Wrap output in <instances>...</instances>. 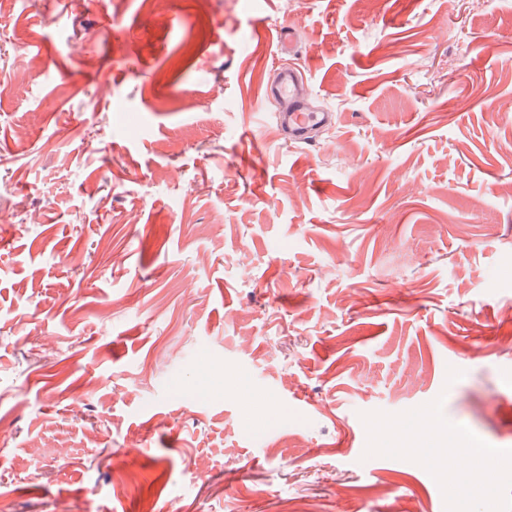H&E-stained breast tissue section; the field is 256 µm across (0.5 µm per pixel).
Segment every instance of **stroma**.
Returning <instances> with one entry per match:
<instances>
[{"label": "stroma", "instance_id": "35a3bbf8", "mask_svg": "<svg viewBox=\"0 0 512 512\" xmlns=\"http://www.w3.org/2000/svg\"><path fill=\"white\" fill-rule=\"evenodd\" d=\"M0 512H512V0H5ZM273 93L287 103L284 110L275 114V121L288 129V135L295 142H310L317 130L332 124L334 120L335 113L314 110L308 106L305 92L301 91L292 70L281 76Z\"/></svg>", "mask_w": 512, "mask_h": 512}]
</instances>
